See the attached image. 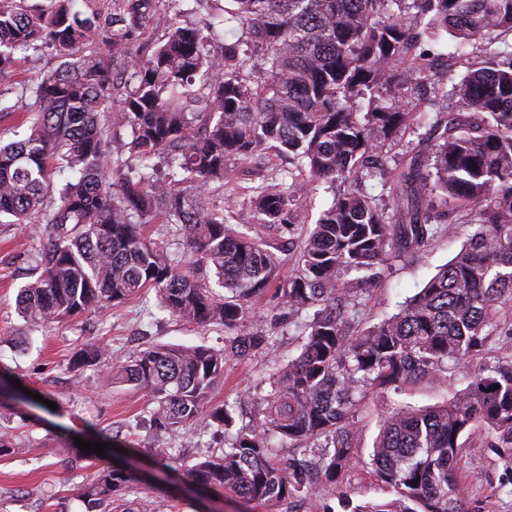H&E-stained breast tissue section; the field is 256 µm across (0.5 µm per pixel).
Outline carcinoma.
Returning <instances> with one entry per match:
<instances>
[{
  "label": "carcinoma",
  "mask_w": 512,
  "mask_h": 512,
  "mask_svg": "<svg viewBox=\"0 0 512 512\" xmlns=\"http://www.w3.org/2000/svg\"><path fill=\"white\" fill-rule=\"evenodd\" d=\"M184 0H0V78L19 50L54 51L56 68L0 89V118L23 110L28 135L0 144V223L45 225L41 274L19 289L21 316L70 321L153 290L158 308L201 326L224 327V349L152 344L106 373L109 385L150 397L158 454L168 467L248 503L331 512L315 480L327 483L355 458L356 423L367 397L400 394L421 380L487 354L512 336V0H192L207 11L183 23ZM246 40L210 52L224 30ZM456 44L439 71L417 51L439 32ZM466 67L463 75L457 66ZM429 88L426 107L407 90ZM458 110L447 111L448 97ZM367 101L368 111H358ZM205 103L202 112L192 104ZM441 130L432 163L415 152L385 169L383 148L417 117ZM263 150L295 161L291 183L249 198L262 224L284 221L317 183L341 187L290 258L257 234L236 231L207 198L230 163ZM387 175L388 212L365 183ZM172 225L192 263L154 240L156 219ZM477 225L467 244L391 318L356 324L357 291L346 275L382 274L402 254L426 250L454 225ZM291 270L284 280L285 262ZM283 318L314 310L300 353L287 359L251 316L270 287ZM267 357L263 387L233 406L204 410L224 378V360ZM107 356L83 343L74 369ZM195 425L231 435L218 456L182 463L162 447ZM479 428L512 496V354L468 374L448 401L397 404L383 417L370 454L390 493L344 512H464L457 464ZM318 450L312 460L276 461L286 444ZM137 477L103 466L78 486L90 509L136 512L125 495Z\"/></svg>",
  "instance_id": "cac0c4a2"
}]
</instances>
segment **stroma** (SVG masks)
Here are the masks:
<instances>
[{
	"mask_svg": "<svg viewBox=\"0 0 512 512\" xmlns=\"http://www.w3.org/2000/svg\"><path fill=\"white\" fill-rule=\"evenodd\" d=\"M437 136V131L427 125L407 127L386 154V166L404 164L410 144L417 146L422 156H429ZM292 168L291 159L271 151L233 160L231 181L214 192L209 202L223 207L227 222L236 230L255 232L291 248L331 206L333 189L319 185L301 208L289 212L285 224L272 226L258 223L248 194L282 179ZM474 230L471 224L456 225L452 233L440 235L426 250L392 261L381 278L369 280L359 273L348 274L362 302L361 327L373 326L396 313L400 303L461 250ZM43 242V225L0 224V377L18 380L37 395L36 400L27 403L0 404V427L12 429L17 435L16 451L0 456V512H88L78 487L93 469L84 460L68 463V448L75 437L92 443L111 437L114 446L123 448L126 456L143 468L156 465L158 457L148 425L152 408L149 396L125 385L105 386L104 370L98 365L74 372L75 353L90 338L116 360L150 343L220 349L224 346V329L188 324L161 313L151 292L118 307L95 308L70 322L31 325L19 315L16 295L20 286L31 280V256ZM251 313L258 323L273 327L284 353L298 355L302 329L279 323L280 307L272 292L254 300ZM264 364L260 354L245 360L228 357L224 378L210 396L211 405L253 390ZM466 376L462 368L449 372L446 381L439 384L424 380L411 384L402 395L373 394L358 418V461L338 483L321 485L324 501L335 507L343 498L356 502L387 498L388 490L376 481L369 457L381 418L401 401L417 406L444 401L465 387ZM487 442L486 432L476 431L460 453L465 507L467 512H512V497L500 488L503 469ZM169 445L178 450L180 457L193 460L220 453L224 435L219 431L202 435L196 427L184 426L174 432ZM129 498L139 512H270L269 507L245 504L230 494L192 492L177 482L167 487L143 484Z\"/></svg>",
	"mask_w": 512,
	"mask_h": 512,
	"instance_id": "stroma-1",
	"label": "stroma"
}]
</instances>
